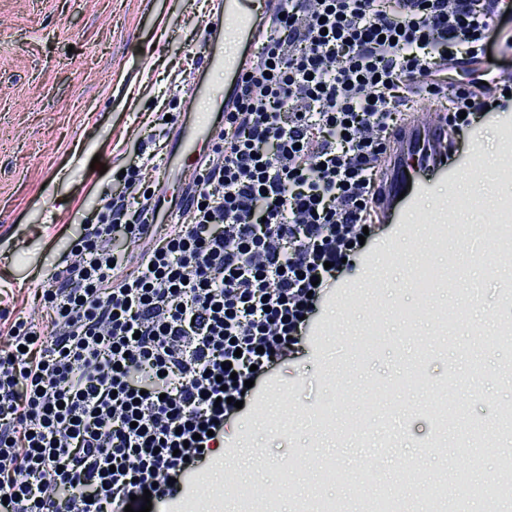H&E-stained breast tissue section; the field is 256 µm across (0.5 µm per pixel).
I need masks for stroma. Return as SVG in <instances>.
<instances>
[{
  "label": "stroma",
  "mask_w": 512,
  "mask_h": 512,
  "mask_svg": "<svg viewBox=\"0 0 512 512\" xmlns=\"http://www.w3.org/2000/svg\"><path fill=\"white\" fill-rule=\"evenodd\" d=\"M208 21L201 0H0V294L19 299L24 315L37 312L27 297L60 263L66 226L95 217L104 194L123 192L120 172L131 156L154 150L159 107L171 116L166 134L183 121L182 99L207 53L195 31ZM462 146L473 152L472 168L489 172L498 157L509 166L475 187L492 217L512 199V112L496 121L478 115ZM95 158L106 172L91 168ZM469 179L428 182L419 211L433 218L448 201L467 224L458 186ZM498 229L492 220L473 225L464 246L433 221L381 225L324 291L299 354L260 380L227 422L223 452L200 472L206 495L188 498L180 512H214L223 500L215 478L235 479L245 446L248 482L285 485L277 512H296L312 494L345 501L346 482L317 480L315 458L344 472L365 464L389 495L398 460L416 461L448 481L458 512H482L452 483L448 458L465 435L442 426L429 400L436 386L453 384V409L485 428L512 408V345L486 342L512 328V280L498 273L512 246ZM441 254L454 260L462 288H434L433 302L464 314L442 335L432 319L400 318L423 304L410 262L433 264ZM369 336L376 344H366ZM418 369L423 383L398 392Z\"/></svg>",
  "instance_id": "1"
}]
</instances>
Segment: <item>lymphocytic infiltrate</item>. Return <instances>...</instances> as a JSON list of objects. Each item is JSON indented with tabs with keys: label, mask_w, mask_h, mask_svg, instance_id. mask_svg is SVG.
Instances as JSON below:
<instances>
[{
	"label": "lymphocytic infiltrate",
	"mask_w": 512,
	"mask_h": 512,
	"mask_svg": "<svg viewBox=\"0 0 512 512\" xmlns=\"http://www.w3.org/2000/svg\"><path fill=\"white\" fill-rule=\"evenodd\" d=\"M178 200L106 199L0 343V512L173 503L353 258L402 112L512 107V0H283Z\"/></svg>",
	"instance_id": "f902f5d3"
}]
</instances>
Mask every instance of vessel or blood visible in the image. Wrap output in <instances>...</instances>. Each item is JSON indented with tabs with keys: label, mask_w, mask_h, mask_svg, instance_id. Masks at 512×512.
<instances>
[{
	"label": "vessel or blood",
	"mask_w": 512,
	"mask_h": 512,
	"mask_svg": "<svg viewBox=\"0 0 512 512\" xmlns=\"http://www.w3.org/2000/svg\"><path fill=\"white\" fill-rule=\"evenodd\" d=\"M235 24L242 35L240 50H224L225 23ZM263 20L254 14L251 0H217L209 35L206 67L223 71L230 82H237L240 68L253 44L262 36ZM212 126L199 122L180 124L173 135L174 155L168 173L183 183H191L202 157L201 145L212 137ZM467 163L461 160L456 141L448 133L443 111L431 108L428 117L410 115L390 138L378 186L376 211L381 223L404 224L417 205L424 178L453 181Z\"/></svg>",
	"instance_id": "vessel-or-blood-1"
}]
</instances>
